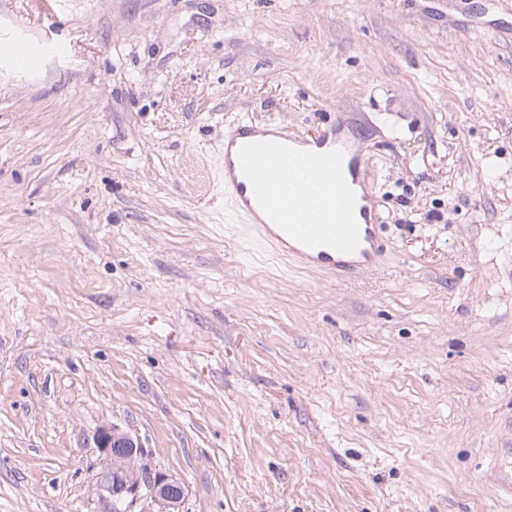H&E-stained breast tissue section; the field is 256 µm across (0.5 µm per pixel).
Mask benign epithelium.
Masks as SVG:
<instances>
[{
  "instance_id": "benign-epithelium-1",
  "label": "benign epithelium",
  "mask_w": 512,
  "mask_h": 512,
  "mask_svg": "<svg viewBox=\"0 0 512 512\" xmlns=\"http://www.w3.org/2000/svg\"><path fill=\"white\" fill-rule=\"evenodd\" d=\"M103 455L96 475L97 493L116 512H147L141 504L157 506L156 512H182L185 484L178 478L142 464L144 447L138 438L115 425H103L96 436Z\"/></svg>"
}]
</instances>
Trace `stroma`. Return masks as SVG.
Masks as SVG:
<instances>
[{"mask_svg": "<svg viewBox=\"0 0 512 512\" xmlns=\"http://www.w3.org/2000/svg\"><path fill=\"white\" fill-rule=\"evenodd\" d=\"M333 120L390 251H262L224 126ZM512 512V0H0V512ZM96 440L103 455L102 467L96 475V491L111 502L113 511L182 512L185 484L142 464L145 449L137 437L115 425H103ZM145 502L157 506V510H135Z\"/></svg>", "mask_w": 512, "mask_h": 512, "instance_id": "35a3bbf8", "label": "stroma"}]
</instances>
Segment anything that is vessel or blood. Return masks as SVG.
<instances>
[{
  "label": "vessel or blood",
  "mask_w": 512,
  "mask_h": 512,
  "mask_svg": "<svg viewBox=\"0 0 512 512\" xmlns=\"http://www.w3.org/2000/svg\"><path fill=\"white\" fill-rule=\"evenodd\" d=\"M302 146L309 150L312 175L325 188L312 224L297 223L278 190L285 153ZM358 150V145L337 139L332 123L293 137L276 122L241 117L224 129L216 180L235 210L254 219L262 244L301 266L353 280L373 268L388 246L373 221L368 196H355L342 173L345 160Z\"/></svg>",
  "instance_id": "1"
}]
</instances>
